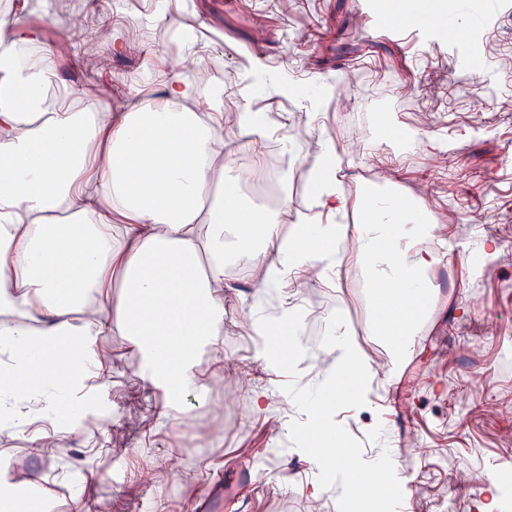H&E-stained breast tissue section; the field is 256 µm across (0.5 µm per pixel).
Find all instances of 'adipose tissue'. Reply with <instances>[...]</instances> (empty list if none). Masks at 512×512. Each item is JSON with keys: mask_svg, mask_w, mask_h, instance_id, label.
I'll use <instances>...</instances> for the list:
<instances>
[{"mask_svg": "<svg viewBox=\"0 0 512 512\" xmlns=\"http://www.w3.org/2000/svg\"><path fill=\"white\" fill-rule=\"evenodd\" d=\"M62 48L41 27L0 15V315L13 319L0 330V406L35 399L41 422L58 421L52 436L31 431L38 448L65 447L76 415H94L77 394L102 377L100 340L116 318L138 356L136 374L161 386L175 418L193 426L183 396L207 391L201 356L224 354L228 268L248 258L256 298L307 287L340 264L338 229L323 215L350 204L324 142L309 173L320 184L312 215L291 222L285 198L245 207L240 189L256 170L237 166L231 146L265 143L274 130L250 111L249 90L228 112L223 88L184 80L188 52L166 61L161 98L81 112L64 94L46 105ZM357 206L355 267L381 312L373 332L398 370L429 305L425 276L443 258L445 228L409 195L366 194ZM248 331L262 340L261 366L278 371L284 327L257 314Z\"/></svg>", "mask_w": 512, "mask_h": 512, "instance_id": "ef3b65f1", "label": "adipose tissue"}]
</instances>
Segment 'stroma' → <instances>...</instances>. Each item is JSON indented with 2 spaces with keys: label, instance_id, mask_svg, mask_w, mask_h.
Here are the masks:
<instances>
[{
  "label": "stroma",
  "instance_id": "obj_1",
  "mask_svg": "<svg viewBox=\"0 0 512 512\" xmlns=\"http://www.w3.org/2000/svg\"><path fill=\"white\" fill-rule=\"evenodd\" d=\"M0 0V13H16L42 26L48 41L67 39L71 56L59 61L51 93H75L91 82L108 96L137 86L140 98L161 96L156 71L166 57L168 29L146 26L153 0ZM436 27L413 15L380 13L376 0H180L178 18L196 34L195 58L220 61L217 73L236 92L254 87L251 108L284 130L301 131L285 150L293 214L310 211L306 173L312 145L327 138L344 159L350 196L377 183V169L393 172L402 194L421 192L425 215L442 214L450 230L445 263L429 274L432 308L412 340L413 354L392 381L374 378L367 404L338 412L336 420L376 453L401 441L407 478L399 512H436L443 500L463 512L499 498L512 512V31L498 16L485 18V0H426ZM141 21L136 51L109 45L84 48L81 27L121 31ZM251 49L261 66L244 61ZM107 68H93L95 56ZM235 94L224 100L236 108ZM438 136L442 150L402 152L382 134L389 118ZM368 149L353 157V138ZM493 246L498 258L481 264ZM347 287L315 278L299 303L322 326L343 309L352 337L369 364L387 355L372 333L377 311L364 276L346 275ZM247 277L231 272L224 290V356L198 367L210 389L196 413L229 410L233 417L210 439L178 424L164 409L161 390L133 369L134 351L120 330L101 339L109 356L108 383L88 384V401L117 404L111 420L79 428V440L61 451L35 454L26 435L0 434V461L12 472L36 471L51 512H196V497L210 477L235 485L244 467L276 453L258 471L246 512H314L310 487L318 469L292 446L286 423L299 412L282 407L259 413L252 393L281 399L283 374L256 371L258 346ZM490 374L489 382L479 374ZM95 482L82 488L86 474Z\"/></svg>",
  "mask_w": 512,
  "mask_h": 512
}]
</instances>
